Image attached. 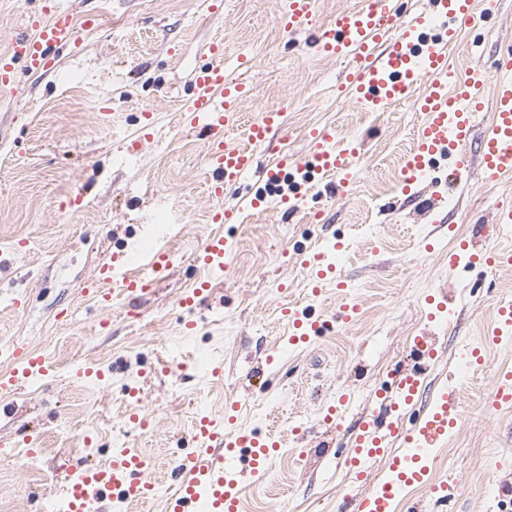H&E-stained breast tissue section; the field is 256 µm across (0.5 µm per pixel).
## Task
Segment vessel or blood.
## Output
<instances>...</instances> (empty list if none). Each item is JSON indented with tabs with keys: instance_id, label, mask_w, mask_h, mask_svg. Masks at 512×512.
I'll return each instance as SVG.
<instances>
[{
	"instance_id": "1",
	"label": "vessel or blood",
	"mask_w": 512,
	"mask_h": 512,
	"mask_svg": "<svg viewBox=\"0 0 512 512\" xmlns=\"http://www.w3.org/2000/svg\"><path fill=\"white\" fill-rule=\"evenodd\" d=\"M434 4L432 11L412 17L394 37L389 31L395 18L387 8L371 5L347 9L318 28L317 42L328 56L354 59L348 83L357 103L384 110L409 102L421 113L416 143L400 171L402 182L408 186L417 184L440 160L447 161L456 176H463L472 117L484 97H491L495 119L480 143V155L487 180L496 182L512 174V56L499 60V76L494 83H487L480 70L456 81L448 49L460 26L476 20L474 0H434ZM315 10L316 0H284L275 21L283 33H294L312 23ZM76 36L71 15L61 11L34 36L15 40L8 51L0 53V88H13L16 61H25L33 71L46 69L47 50L71 43ZM210 54V62L194 74L193 93L184 109L191 113L193 123L209 133V191L220 198L225 187L239 183L253 171L255 147L266 144L272 133L281 130L283 114L278 110L263 113L246 127L245 145H227L224 134L232 126L248 86L225 74L223 43L211 45ZM309 138L314 147L312 160L303 164L280 156L265 171L267 185L309 171L330 174L339 184L347 183L360 154L359 143L336 144L333 133L324 127L310 129ZM229 247V238L211 236L201 245L197 260L209 270L223 269ZM472 257L489 272L512 265V250L483 247ZM172 261V253L162 246L114 254L84 284L83 291L100 308L110 309L113 300L145 293L164 277ZM303 264L310 269L312 297L322 296L326 284L336 280L335 264L328 262L322 251L307 254ZM357 313L356 307L347 304L341 306L334 321L312 318L293 306L282 311L291 329L288 342L292 345L325 335L336 323L352 321ZM496 313L491 339L512 340L511 296L497 299ZM413 350L414 363L397 374L392 391L380 395L389 418L368 414L353 438L346 464L356 479L367 477L377 461L385 463L375 487L358 499L356 512H393L406 488L423 483L431 451L447 440L458 421L459 396L453 388L444 389L431 410L411 427L392 419L393 411L413 403L437 354L434 337H415ZM4 352L14 367L9 374H0L1 392L19 390L53 372L44 356L26 348L12 345ZM487 406L492 410L512 406L511 369L501 370ZM193 441L194 450L181 456L177 466L180 481L169 502L171 512H242V480L261 481L285 448L284 440L275 432L245 429L237 426L233 417L217 419L207 414L199 415ZM145 472L143 455L131 448L113 449L108 464L84 466L74 473L62 492V512H91L93 504L105 497L119 503L149 501L153 485Z\"/></svg>"
}]
</instances>
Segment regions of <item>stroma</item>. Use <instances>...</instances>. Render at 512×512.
Instances as JSON below:
<instances>
[{
    "mask_svg": "<svg viewBox=\"0 0 512 512\" xmlns=\"http://www.w3.org/2000/svg\"><path fill=\"white\" fill-rule=\"evenodd\" d=\"M369 2L317 0L312 25L288 35L275 23L281 0L0 5V51L30 32L32 20L50 21L58 11L80 31L77 43L51 49L47 70L17 68L14 91L0 92V343H23L55 370L0 395V512H50L73 469L106 463L118 444L152 460L147 475L156 487L147 504L121 512H167L172 468L194 449L197 415L222 414L234 401L239 426L273 425L286 442L262 482H244L243 512H342L378 480L356 482L343 464L353 427L412 364L414 337L434 328L442 348L405 423L461 370V341L482 336L495 297L512 295V269L461 273L448 257L477 226H494L498 205L512 201V177L484 181L478 145L494 112L487 98L473 117L466 178L448 187L440 164L403 194L400 168L421 114L409 105L361 108L344 87L352 60L328 58L315 43L317 26ZM219 40L225 72L249 86L227 142L243 145L247 124L284 112L283 129L257 149L252 174L226 187L220 201L207 190L208 137L183 109L195 70ZM510 48L512 0H498L483 26L461 27L450 61L461 72L485 70L492 81L496 59ZM242 55L252 61L244 74ZM146 112L153 115L148 140ZM315 126L360 144L354 175L343 187L323 178L303 188L297 213L288 215L263 171L281 154L309 162ZM258 192L268 199L262 210L250 206ZM219 204L237 213V223H211ZM216 233L233 246L223 273L209 276L194 258ZM334 239L344 244L338 261L346 286L312 299L299 253ZM157 240L174 261L141 298L103 310L83 294V282L113 253ZM203 277L210 291L183 310L181 296ZM442 286L463 289V300L432 322L425 298ZM344 300L359 308L352 322L267 363L289 334L283 307L330 317ZM188 320L194 331L185 329ZM483 354L484 365L460 388L456 429L431 453L430 482L454 487L453 501L433 512H483L497 498V463H512V408L484 406L499 369L512 367V345ZM80 366L102 370L103 379L76 378ZM346 390L355 395L352 407L325 425L323 407ZM132 410L148 428L125 425ZM31 444L39 452L29 469Z\"/></svg>",
    "mask_w": 512,
    "mask_h": 512,
    "instance_id": "stroma-1",
    "label": "stroma"
}]
</instances>
